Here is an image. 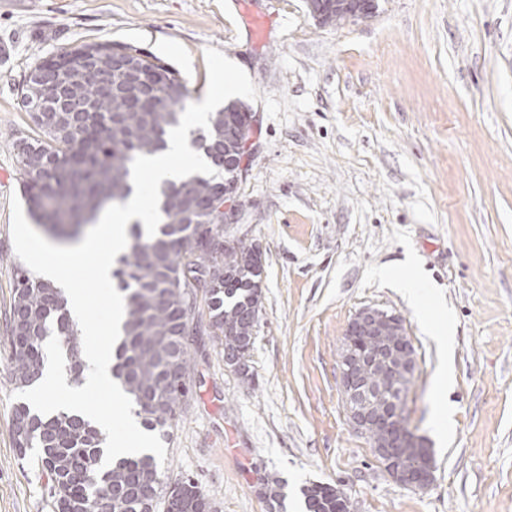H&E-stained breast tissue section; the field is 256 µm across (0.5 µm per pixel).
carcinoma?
I'll return each instance as SVG.
<instances>
[{"instance_id":"obj_1","label":"carcinoma","mask_w":512,"mask_h":512,"mask_svg":"<svg viewBox=\"0 0 512 512\" xmlns=\"http://www.w3.org/2000/svg\"><path fill=\"white\" fill-rule=\"evenodd\" d=\"M146 62L174 90L170 104L156 112H142L133 102L121 112H100L97 87L90 84L80 111L56 112L46 123L31 111L30 84L21 87L20 108L35 133L17 139L24 143L16 153L22 194L34 221L61 243L80 240L84 225L132 195L134 158L165 149V137L180 123L188 98L184 79L156 57ZM252 123V113L235 102L209 117V128L198 130L190 145L203 151L215 174H193L164 187L159 197L163 220L155 235L132 225L128 252L112 272L126 300L112 377L150 431L167 434L191 392L193 282L202 279L207 285L209 325L224 354L254 348L250 339L256 325L249 313L262 281V257L243 240L224 250V213L219 211L224 187L238 185L239 141L249 138ZM12 276L7 341L15 384L25 388L40 377L47 360L45 339L53 334L62 337L69 371L79 376L81 330L65 299L21 266ZM364 377L371 383L373 412L407 423L413 377L386 382L379 365L364 371ZM11 427L20 455L39 449L52 512H157L161 503L165 512H203L206 506V494L191 478L163 483L150 456H129L100 470L103 438L81 418L59 412L42 421L23 404L16 407ZM262 487L270 509L281 506L280 481L271 478ZM302 493L308 512H350L337 486L313 484Z\"/></svg>"}]
</instances>
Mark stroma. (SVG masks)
Instances as JSON below:
<instances>
[{
  "label": "stroma",
  "instance_id": "1",
  "mask_svg": "<svg viewBox=\"0 0 512 512\" xmlns=\"http://www.w3.org/2000/svg\"><path fill=\"white\" fill-rule=\"evenodd\" d=\"M253 8L270 20L260 43L238 0H0V512H51L38 456L19 457L11 432L10 198L31 126L18 90L42 59L100 42L161 59L193 103L209 47L259 93L242 101L254 126L230 227L265 268L253 379L226 367L198 305L192 394L163 439L164 482L192 477L215 512H307L313 483L343 488L351 512H512V0H377L373 17L338 27L305 0ZM411 261L436 297L426 320L378 276ZM366 306L399 314L415 350L408 425L434 459L424 489L392 480L343 406L339 350ZM266 477L284 484L274 511Z\"/></svg>",
  "mask_w": 512,
  "mask_h": 512
}]
</instances>
